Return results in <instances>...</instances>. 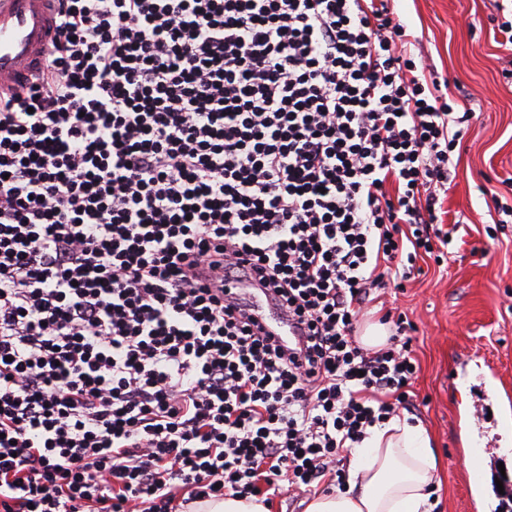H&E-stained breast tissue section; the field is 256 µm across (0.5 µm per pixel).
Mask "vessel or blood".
<instances>
[{"instance_id": "1", "label": "vessel or blood", "mask_w": 512, "mask_h": 512, "mask_svg": "<svg viewBox=\"0 0 512 512\" xmlns=\"http://www.w3.org/2000/svg\"><path fill=\"white\" fill-rule=\"evenodd\" d=\"M49 0H0V89H20L42 68L53 37ZM257 321L281 344L297 343L298 331L278 309L253 289Z\"/></svg>"}]
</instances>
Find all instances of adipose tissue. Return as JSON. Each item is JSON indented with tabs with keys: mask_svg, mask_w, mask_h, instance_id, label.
<instances>
[{
	"mask_svg": "<svg viewBox=\"0 0 512 512\" xmlns=\"http://www.w3.org/2000/svg\"><path fill=\"white\" fill-rule=\"evenodd\" d=\"M436 467L424 425L393 419L348 450L347 490L317 494L306 512H429Z\"/></svg>",
	"mask_w": 512,
	"mask_h": 512,
	"instance_id": "1",
	"label": "adipose tissue"
}]
</instances>
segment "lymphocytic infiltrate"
Returning <instances> with one entry per match:
<instances>
[{
	"label": "lymphocytic infiltrate",
	"mask_w": 512,
	"mask_h": 512,
	"mask_svg": "<svg viewBox=\"0 0 512 512\" xmlns=\"http://www.w3.org/2000/svg\"><path fill=\"white\" fill-rule=\"evenodd\" d=\"M0 95V512H192L345 488L415 406L416 325L374 290L457 233L472 113L388 0H54ZM304 329L288 349L232 285Z\"/></svg>",
	"instance_id": "f902f5d3"
}]
</instances>
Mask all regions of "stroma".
Listing matches in <instances>:
<instances>
[{"mask_svg": "<svg viewBox=\"0 0 512 512\" xmlns=\"http://www.w3.org/2000/svg\"><path fill=\"white\" fill-rule=\"evenodd\" d=\"M497 0H391L396 20L413 34V54L424 74L447 84L460 110L473 112L453 156V182L444 203L459 222L447 261L424 269L400 293L380 295L365 315L378 321L396 307L418 328L420 369L416 416L426 426L440 461L432 507L437 512H496L493 495L469 486L464 457L468 436L481 435L490 470L512 469V222L501 223L499 204L512 206V50L500 46L498 27L512 12ZM493 371L501 405L491 423L468 411L477 400L468 386L450 387V372Z\"/></svg>", "mask_w": 512, "mask_h": 512, "instance_id": "1", "label": "stroma"}]
</instances>
